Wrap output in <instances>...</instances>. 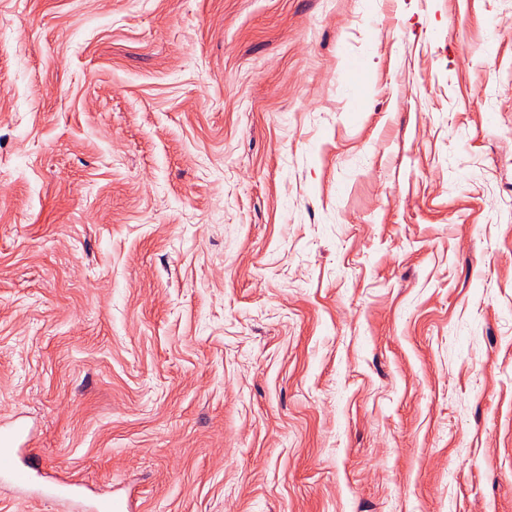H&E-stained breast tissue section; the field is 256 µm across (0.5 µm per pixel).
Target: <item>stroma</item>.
<instances>
[{
	"mask_svg": "<svg viewBox=\"0 0 512 512\" xmlns=\"http://www.w3.org/2000/svg\"><path fill=\"white\" fill-rule=\"evenodd\" d=\"M9 421L0 512H512V0H0ZM0 480L16 489L30 487L38 470L32 457H23L22 448H11L6 434H0Z\"/></svg>",
	"mask_w": 512,
	"mask_h": 512,
	"instance_id": "obj_1",
	"label": "stroma"
}]
</instances>
